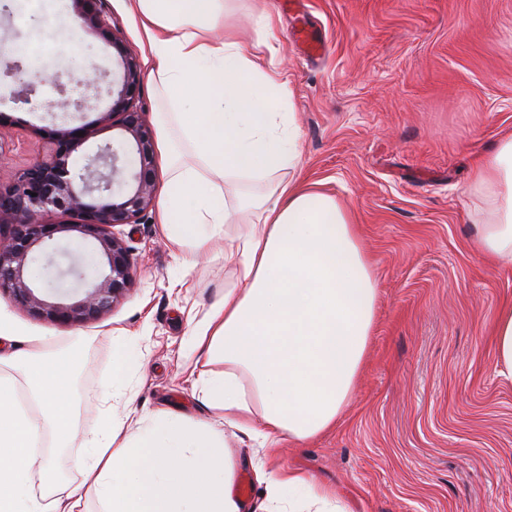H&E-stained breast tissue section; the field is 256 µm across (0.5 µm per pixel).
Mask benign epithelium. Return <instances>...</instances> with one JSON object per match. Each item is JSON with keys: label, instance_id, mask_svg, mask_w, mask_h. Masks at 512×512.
<instances>
[{"label": "benign epithelium", "instance_id": "benign-epithelium-1", "mask_svg": "<svg viewBox=\"0 0 512 512\" xmlns=\"http://www.w3.org/2000/svg\"><path fill=\"white\" fill-rule=\"evenodd\" d=\"M73 21L85 32L100 37L121 58L123 79L118 91L107 90L112 106L100 120L122 131L121 141L105 143L76 160L75 154L91 138L83 127L50 133L48 157L29 165L12 182H0V294L30 316L70 326H81L107 312L129 288L133 267L130 249L116 235L117 225L136 224L155 197L153 130L135 104L140 82L136 56L111 35L102 0H72ZM0 65L16 85L14 99L28 102L48 87L60 96L57 104L81 111L83 101L68 95L80 84L96 88L97 69L81 79L71 73H48L30 68L0 48ZM84 135H78V132ZM52 214L79 217L76 223L49 220ZM74 234L91 254L94 265L65 286L36 282L27 276L28 264L56 250V235Z\"/></svg>", "mask_w": 512, "mask_h": 512}]
</instances>
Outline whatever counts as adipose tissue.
<instances>
[{
    "label": "adipose tissue",
    "mask_w": 512,
    "mask_h": 512,
    "mask_svg": "<svg viewBox=\"0 0 512 512\" xmlns=\"http://www.w3.org/2000/svg\"><path fill=\"white\" fill-rule=\"evenodd\" d=\"M148 75L163 106L161 142L177 133L191 161L168 160L158 220L184 268L230 241L223 295L193 324L192 353L221 356L220 373L194 382L216 417L112 415L78 427L72 375L81 354L22 350L0 317V512H244L224 454L233 431L261 452L256 482L279 512H345L329 490L267 463L284 438L306 441L335 427L352 394L374 324L377 282L352 209L284 171L301 165L299 131L283 111L287 84L234 33L226 0H131ZM240 178L255 192L230 193ZM470 183L484 200L478 254L512 268V135L479 155ZM23 370L29 398L12 370ZM81 448L82 480L62 487L43 445ZM300 499L285 498V490Z\"/></svg>",
    "instance_id": "obj_1"
}]
</instances>
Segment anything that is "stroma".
Here are the masks:
<instances>
[{
    "mask_svg": "<svg viewBox=\"0 0 512 512\" xmlns=\"http://www.w3.org/2000/svg\"><path fill=\"white\" fill-rule=\"evenodd\" d=\"M326 40L305 58L282 0H233L240 36L260 62L275 59L284 101L300 131L301 179L354 210L377 281L376 320L365 365L336 427L310 440L284 439L273 461L333 490L347 512H512V380L498 374L494 323L512 303V271L471 247L481 217L469 194L476 154L512 134V0H305ZM0 0V43L28 46L26 63L54 71L118 58L103 40L76 39L57 14ZM113 34L141 54L127 0H105ZM270 13L271 31L255 27ZM0 73V135L8 182L50 146L46 128L89 123L85 151L118 138L101 122L106 93L79 112L50 108L44 95L19 103ZM134 278L99 320L71 328L33 319L0 295L22 338L54 354L81 347L75 375L79 427L99 424L98 405L115 347L133 362L128 408L207 421L185 357L190 318H202L231 279L223 248L189 270L175 260L156 209L119 226ZM183 285L170 289L173 280Z\"/></svg>",
    "mask_w": 512,
    "mask_h": 512,
    "instance_id": "obj_1",
    "label": "stroma"
}]
</instances>
